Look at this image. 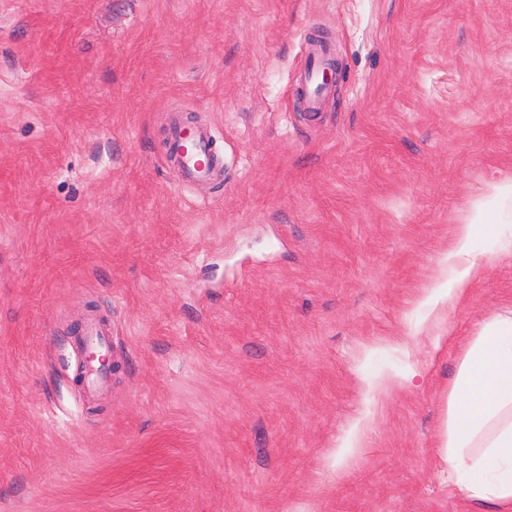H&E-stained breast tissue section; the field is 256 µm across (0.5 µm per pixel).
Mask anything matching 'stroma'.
Segmentation results:
<instances>
[{
	"instance_id": "35a3bbf8",
	"label": "stroma",
	"mask_w": 512,
	"mask_h": 512,
	"mask_svg": "<svg viewBox=\"0 0 512 512\" xmlns=\"http://www.w3.org/2000/svg\"><path fill=\"white\" fill-rule=\"evenodd\" d=\"M509 178L512 0H0V512H478L442 422L512 252L477 229L467 302L419 296ZM208 152H210V136L206 131L198 130L188 152L180 160V168L187 181H198L209 177L208 170L200 165Z\"/></svg>"
}]
</instances>
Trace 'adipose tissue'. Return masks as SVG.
Returning a JSON list of instances; mask_svg holds the SVG:
<instances>
[{
	"label": "adipose tissue",
	"mask_w": 512,
	"mask_h": 512,
	"mask_svg": "<svg viewBox=\"0 0 512 512\" xmlns=\"http://www.w3.org/2000/svg\"><path fill=\"white\" fill-rule=\"evenodd\" d=\"M473 222L454 225L445 254L455 276L422 295L433 304L466 302L485 262L471 242ZM441 446L455 493L464 500L512 512V314L483 321L462 351L448 402Z\"/></svg>",
	"instance_id": "adipose-tissue-1"
}]
</instances>
